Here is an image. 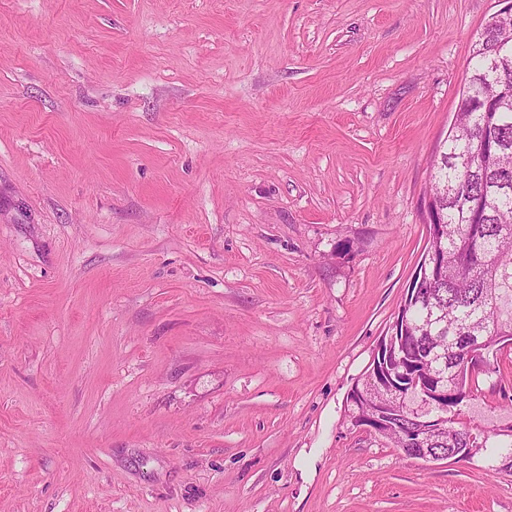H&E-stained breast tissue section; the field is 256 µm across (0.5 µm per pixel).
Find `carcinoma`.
I'll return each instance as SVG.
<instances>
[{
    "label": "carcinoma",
    "instance_id": "cac0c4a2",
    "mask_svg": "<svg viewBox=\"0 0 512 512\" xmlns=\"http://www.w3.org/2000/svg\"><path fill=\"white\" fill-rule=\"evenodd\" d=\"M499 87L507 98L497 111L483 110L489 58L475 44L459 105L457 133L448 135L432 165L431 182L445 223L434 226L440 259L427 267L431 289L407 295L406 322L390 328L389 361L396 381L367 372L357 380L364 394L349 404V417L379 421V436L402 447L404 436L433 419L435 404L420 399L414 378L437 376L447 419L427 443L432 454L475 456L494 448L512 456V440L499 433L471 435L455 428L461 405L477 389L478 374L463 363L472 337L485 341L484 354L497 357L512 345V33L498 55Z\"/></svg>",
    "mask_w": 512,
    "mask_h": 512
}]
</instances>
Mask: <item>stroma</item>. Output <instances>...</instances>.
Masks as SVG:
<instances>
[{"label": "stroma", "instance_id": "35a3bbf8", "mask_svg": "<svg viewBox=\"0 0 512 512\" xmlns=\"http://www.w3.org/2000/svg\"><path fill=\"white\" fill-rule=\"evenodd\" d=\"M497 0H0V512H512L347 396ZM461 408L512 432V349Z\"/></svg>", "mask_w": 512, "mask_h": 512}]
</instances>
